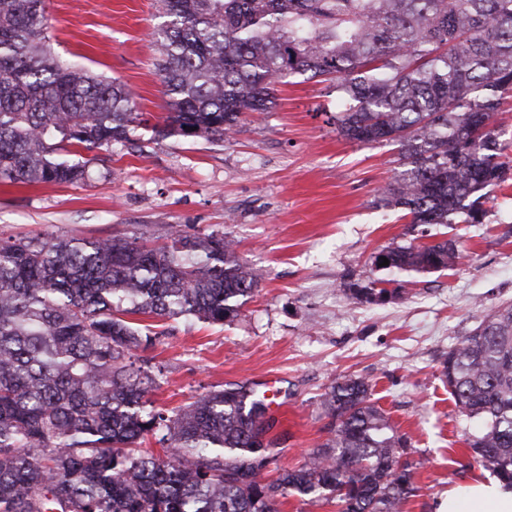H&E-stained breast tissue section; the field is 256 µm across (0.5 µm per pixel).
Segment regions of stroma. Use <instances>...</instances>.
Returning <instances> with one entry per match:
<instances>
[{
	"instance_id": "obj_1",
	"label": "stroma",
	"mask_w": 512,
	"mask_h": 512,
	"mask_svg": "<svg viewBox=\"0 0 512 512\" xmlns=\"http://www.w3.org/2000/svg\"><path fill=\"white\" fill-rule=\"evenodd\" d=\"M46 12L55 55L122 84L146 122L133 144L83 151L88 172L77 184H0V238L143 234L161 245L177 228L221 231L262 275L240 319L164 321L150 351L163 367L156 406L228 382L275 381L279 464L293 468L328 437L321 401L331 381L362 377L408 438L418 491L404 512H436L450 488L486 477L441 370L485 314L512 302V179L485 189L483 223H408L376 202L403 169L398 146L341 137L339 95L314 79L279 85L272 111L243 116L224 139L155 140L152 125L167 111L158 0H46ZM445 239L461 251L451 270L398 273L374 261ZM387 279L401 297L357 298Z\"/></svg>"
}]
</instances>
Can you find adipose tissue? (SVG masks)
<instances>
[{
	"instance_id": "ef3b65f1",
	"label": "adipose tissue",
	"mask_w": 512,
	"mask_h": 512,
	"mask_svg": "<svg viewBox=\"0 0 512 512\" xmlns=\"http://www.w3.org/2000/svg\"><path fill=\"white\" fill-rule=\"evenodd\" d=\"M437 512H512V486L497 478H477L453 487Z\"/></svg>"
}]
</instances>
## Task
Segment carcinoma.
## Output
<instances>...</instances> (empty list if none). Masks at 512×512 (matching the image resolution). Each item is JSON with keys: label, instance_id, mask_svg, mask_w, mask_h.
<instances>
[{"label": "carcinoma", "instance_id": "carcinoma-1", "mask_svg": "<svg viewBox=\"0 0 512 512\" xmlns=\"http://www.w3.org/2000/svg\"><path fill=\"white\" fill-rule=\"evenodd\" d=\"M155 136L223 138L270 112L296 76L335 85L345 139L397 145L406 169L379 202L412 224H480L483 189L512 178L493 132L512 91V0H159ZM45 0H0V182H81L80 150L131 142L146 122L129 91L58 58ZM387 269L454 267V240L375 257ZM261 274L222 233L0 239V512H277L293 493L336 512H403L417 487L408 439L363 378L323 394L331 436L293 468L265 434L267 401L228 383L154 407L160 333L137 315L233 320ZM479 465L512 484V304L442 363ZM155 443L160 450L150 447ZM276 476H271V473Z\"/></svg>", "mask_w": 512, "mask_h": 512}]
</instances>
